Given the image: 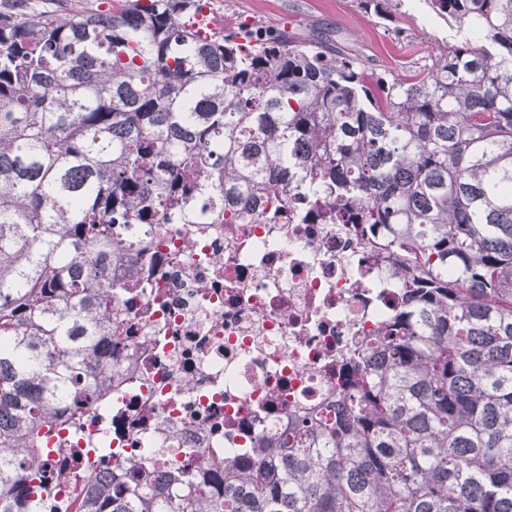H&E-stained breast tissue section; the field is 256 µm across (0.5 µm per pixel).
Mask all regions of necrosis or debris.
Listing matches in <instances>:
<instances>
[{
    "label": "necrosis or debris",
    "mask_w": 512,
    "mask_h": 512,
    "mask_svg": "<svg viewBox=\"0 0 512 512\" xmlns=\"http://www.w3.org/2000/svg\"><path fill=\"white\" fill-rule=\"evenodd\" d=\"M188 224H136L125 262L122 324L103 361L108 384L71 406L45 441V470H64L75 499L100 469L107 433L119 461L141 456L151 480L172 473L205 487L213 466L253 464L282 442L294 415L336 421L352 338L402 303L385 261L344 224H220L193 205ZM70 456H60V449Z\"/></svg>",
    "instance_id": "4bbe7bcc"
}]
</instances>
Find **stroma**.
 Wrapping results in <instances>:
<instances>
[{"label": "stroma", "mask_w": 512, "mask_h": 512, "mask_svg": "<svg viewBox=\"0 0 512 512\" xmlns=\"http://www.w3.org/2000/svg\"><path fill=\"white\" fill-rule=\"evenodd\" d=\"M216 6L230 23L272 24L302 38L333 41L373 72L418 69L439 46L462 39L427 0H401L387 20L364 12L359 0H217Z\"/></svg>", "instance_id": "35a3bbf8"}]
</instances>
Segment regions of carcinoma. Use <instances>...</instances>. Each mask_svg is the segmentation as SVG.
Returning a JSON list of instances; mask_svg holds the SVG:
<instances>
[{
    "instance_id": "obj_1",
    "label": "carcinoma",
    "mask_w": 512,
    "mask_h": 512,
    "mask_svg": "<svg viewBox=\"0 0 512 512\" xmlns=\"http://www.w3.org/2000/svg\"><path fill=\"white\" fill-rule=\"evenodd\" d=\"M401 0H360L382 19ZM469 34L414 74L253 24L204 37L198 0L0 10V512H70L42 458L65 394L106 386L115 227L185 214L350 224L405 302L358 340L338 421L224 468L222 488L91 474L75 512H512V0H428Z\"/></svg>"
}]
</instances>
